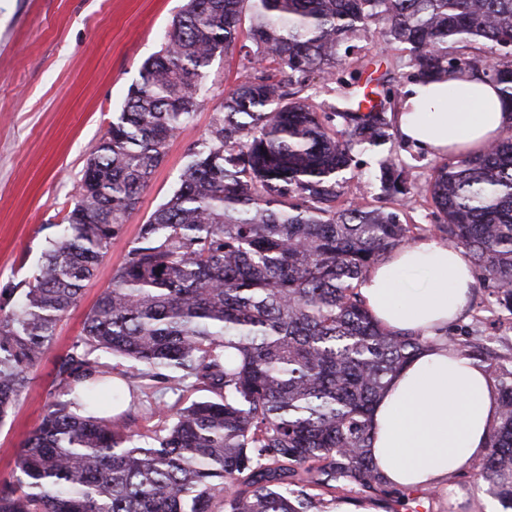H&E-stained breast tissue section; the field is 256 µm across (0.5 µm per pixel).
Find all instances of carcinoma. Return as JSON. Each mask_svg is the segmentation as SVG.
Masks as SVG:
<instances>
[{"label":"carcinoma","instance_id":"1","mask_svg":"<svg viewBox=\"0 0 512 512\" xmlns=\"http://www.w3.org/2000/svg\"><path fill=\"white\" fill-rule=\"evenodd\" d=\"M406 52L409 78L476 72L512 106V0H186L91 153L78 199L24 288L0 291V422L11 414L84 283L112 247L196 110L205 69L247 72L190 148L178 187L139 235L56 365L67 400L29 436L0 512H332L387 482L368 454L388 379L430 343L485 363L499 413L478 480L512 509V366L456 327L385 331L360 293L393 250L421 239L401 219L407 165L379 163L378 204L337 206L357 155L394 135L388 74L364 76L357 37ZM482 43L495 57L468 56ZM316 72L335 102L312 103ZM430 230L466 248L512 316V124L480 153L434 165ZM106 352L147 376L166 368L209 393L135 435Z\"/></svg>","mask_w":512,"mask_h":512}]
</instances>
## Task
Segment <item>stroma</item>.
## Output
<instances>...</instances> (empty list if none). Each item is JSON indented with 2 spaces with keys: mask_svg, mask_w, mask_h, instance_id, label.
<instances>
[{
  "mask_svg": "<svg viewBox=\"0 0 512 512\" xmlns=\"http://www.w3.org/2000/svg\"><path fill=\"white\" fill-rule=\"evenodd\" d=\"M184 0H0V289L28 280L42 260L49 239L73 207L87 160L106 133L113 112L139 79L143 62L159 51L163 35ZM357 57H377L388 70L395 93L409 83L400 51L361 40ZM244 72L238 59L215 58L207 69L205 98L187 126L167 143L166 157L143 192L138 209L123 225L112 247L87 282L79 301L62 318L57 337L33 370L27 391L0 424V479L10 477L18 455L48 407L61 398L55 364L81 336L86 316L135 242L139 227L176 187L190 147L210 130L214 107ZM410 161L414 198L409 223L431 226L427 186L431 156L410 157L400 137L383 154ZM381 154L364 153L341 205L374 203L379 192ZM120 374L123 400L117 410L131 429L149 434L163 419L151 415L156 404L169 410L197 398L166 376L133 379L125 362L100 354ZM481 466L450 475L465 499L422 500L418 512H484L474 477Z\"/></svg>",
  "mask_w": 512,
  "mask_h": 512,
  "instance_id": "stroma-1",
  "label": "stroma"
}]
</instances>
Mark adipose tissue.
I'll return each mask as SVG.
<instances>
[{"label": "adipose tissue", "mask_w": 512, "mask_h": 512, "mask_svg": "<svg viewBox=\"0 0 512 512\" xmlns=\"http://www.w3.org/2000/svg\"><path fill=\"white\" fill-rule=\"evenodd\" d=\"M398 115L403 139L430 155L477 151L512 123L495 84L465 72L407 86ZM475 285L463 248L432 239L394 250L360 288L372 316L388 331L436 336L466 310ZM498 418L496 389L483 366L420 350L393 376L371 415L370 454L397 488H448L486 447Z\"/></svg>", "instance_id": "adipose-tissue-1"}]
</instances>
